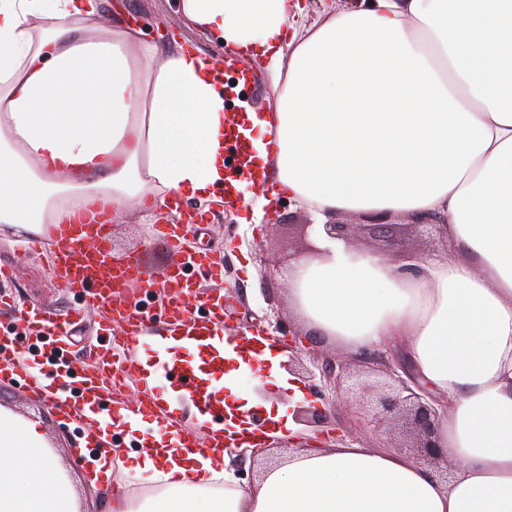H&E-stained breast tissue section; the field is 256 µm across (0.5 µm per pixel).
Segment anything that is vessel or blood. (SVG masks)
Here are the masks:
<instances>
[{
	"label": "vessel or blood",
	"instance_id": "obj_1",
	"mask_svg": "<svg viewBox=\"0 0 512 512\" xmlns=\"http://www.w3.org/2000/svg\"><path fill=\"white\" fill-rule=\"evenodd\" d=\"M186 232L183 224H169L159 230L173 251V262L166 275L171 310L169 333L165 336L151 335L147 325L148 305L138 288L140 265L134 259L113 261L106 225L62 224L46 242L33 241L27 245L28 250L35 252L49 247L54 257L50 269L52 278L72 292L84 295L87 307L94 309L105 305L109 308L106 338L97 348L95 366L79 376V392L64 408L66 417L87 425L90 445L98 444L101 438L98 421L108 413L116 426L149 421L159 424L163 434L161 443L155 446L156 452L177 448L190 454L204 447L214 458L224 454L223 429L215 428L206 437H199L196 426L186 423L181 407L157 385L154 370L144 367L139 354L143 345L154 352L182 348L207 351L210 382L199 381L196 365L189 360L173 359L167 369L183 381L185 391L195 401L203 418L213 421L223 417L224 397L228 393L222 384L224 350L232 348L240 357L244 354V344L240 337L226 339L214 329L215 324L224 321L223 295L207 297L209 318L197 317L192 311L190 300L196 290L194 283L185 278V271L196 268L218 277L224 272V261L187 250L184 246ZM20 320L30 347L51 357L56 364L66 365L63 336L66 322L44 309L23 313ZM125 383L134 386V401H106L105 396L112 387Z\"/></svg>",
	"mask_w": 512,
	"mask_h": 512
}]
</instances>
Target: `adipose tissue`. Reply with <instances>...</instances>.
I'll return each mask as SVG.
<instances>
[{
  "mask_svg": "<svg viewBox=\"0 0 512 512\" xmlns=\"http://www.w3.org/2000/svg\"><path fill=\"white\" fill-rule=\"evenodd\" d=\"M230 54L265 62L273 106L247 111L253 165L325 224L340 212L430 213L451 251L397 262L321 236L291 274L309 328L357 354L401 340L447 401L442 480L404 451L288 456L253 483L210 457L137 455L160 482L114 512H512V0H353L293 32L300 0H180ZM202 51L163 52L99 0H0V233L36 239L79 217L116 221L228 177L226 86ZM224 376L248 427L254 387ZM0 512H80L37 422L0 405Z\"/></svg>",
  "mask_w": 512,
  "mask_h": 512,
  "instance_id": "1",
  "label": "adipose tissue"
}]
</instances>
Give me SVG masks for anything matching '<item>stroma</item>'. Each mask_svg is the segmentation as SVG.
<instances>
[{
	"mask_svg": "<svg viewBox=\"0 0 512 512\" xmlns=\"http://www.w3.org/2000/svg\"><path fill=\"white\" fill-rule=\"evenodd\" d=\"M123 2L144 30L146 41L172 48L193 44L206 53L220 54L218 43L188 26L178 11L179 0ZM244 67L255 71L257 77L241 87V104H247L257 112L264 111L274 101V90L262 62L248 59L244 64L233 65L225 69L224 80L228 83L236 81ZM182 206L203 212L205 218L204 223L191 228L189 239L192 248L222 254L227 267V274L221 281L210 280L203 271H193L192 279L201 296L191 301V309L197 316H205L203 295L232 287L227 322L236 330H260L266 332L270 340L281 341V334L275 332L267 315L274 308L281 319L292 322L297 319L288 296V280L280 270L287 265L290 255L303 251L305 242L301 240L297 227L311 223V215L285 197L280 199L276 212L263 217L258 224L250 223V209L238 204L206 208L198 200L186 199ZM169 221L170 215L166 212L150 219L136 209L124 211L111 228L114 258L122 261L128 256H137L143 280L164 279L172 262V253L165 240L155 237L154 228ZM0 265L11 266L14 271L12 279L0 281V294L17 298L19 303L27 306L51 309L62 318L70 317L74 310L84 309L81 296L55 288L49 273L50 256L25 253L22 238L0 235ZM100 319V310L86 311L83 319L72 320L68 328L69 359L74 373L85 371L88 348L102 342ZM0 404L38 421L59 465L73 483L81 512H110L115 484L131 490L151 487L149 473L134 469L114 472L113 481L109 484L94 481L87 460L80 452L82 426L63 416L60 400L50 401L31 394L23 372H16L11 379L0 380ZM327 413L332 429L329 444L349 442L391 452L403 442L397 430L360 418L343 396H336Z\"/></svg>",
	"mask_w": 512,
	"mask_h": 512,
	"instance_id": "35a3bbf8",
	"label": "stroma"
}]
</instances>
